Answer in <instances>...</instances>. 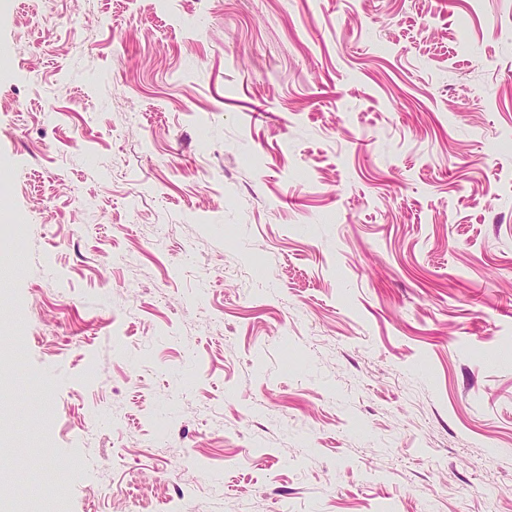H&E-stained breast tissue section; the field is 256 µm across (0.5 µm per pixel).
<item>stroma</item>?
<instances>
[{
    "label": "stroma",
    "instance_id": "obj_1",
    "mask_svg": "<svg viewBox=\"0 0 512 512\" xmlns=\"http://www.w3.org/2000/svg\"><path fill=\"white\" fill-rule=\"evenodd\" d=\"M1 54L11 507L512 512V0H0Z\"/></svg>",
    "mask_w": 512,
    "mask_h": 512
}]
</instances>
